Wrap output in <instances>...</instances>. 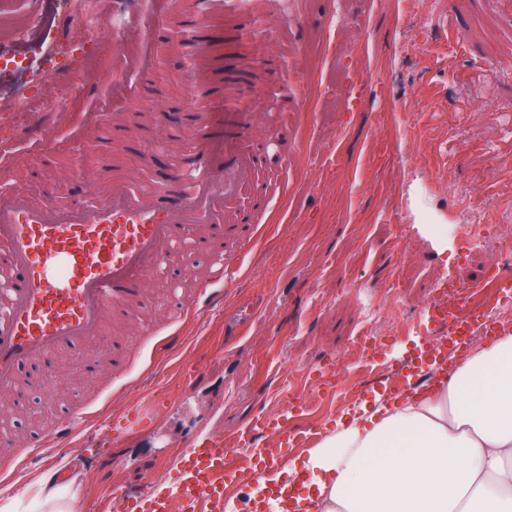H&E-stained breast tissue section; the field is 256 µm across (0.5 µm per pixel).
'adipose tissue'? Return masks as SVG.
Returning <instances> with one entry per match:
<instances>
[{
    "mask_svg": "<svg viewBox=\"0 0 512 512\" xmlns=\"http://www.w3.org/2000/svg\"><path fill=\"white\" fill-rule=\"evenodd\" d=\"M303 512H512V330L472 350L425 392L359 405L312 449ZM26 505L0 512H74L77 479L35 480Z\"/></svg>",
    "mask_w": 512,
    "mask_h": 512,
    "instance_id": "1",
    "label": "adipose tissue"
}]
</instances>
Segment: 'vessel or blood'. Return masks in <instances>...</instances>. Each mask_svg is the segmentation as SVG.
<instances>
[{"mask_svg":"<svg viewBox=\"0 0 512 512\" xmlns=\"http://www.w3.org/2000/svg\"><path fill=\"white\" fill-rule=\"evenodd\" d=\"M200 136L188 162L158 174L141 187L125 176L110 191L85 202L45 193L42 202L25 194L0 198V392L50 389L52 376L24 378L29 364L51 366L57 354L98 337L108 319L131 320L149 276L181 260L178 246L188 228L199 232L197 248L212 259L197 308L224 306V241L253 240L255 211L282 195L290 159L270 163L266 144L256 142L252 117L237 110L194 112ZM302 403L288 401L275 418L256 417L242 434L254 467L270 469L266 449L253 435L272 431L291 447L288 417ZM72 427L14 443L0 430V469L39 458L53 467L60 449L71 447ZM229 451L213 438H190L174 464L170 488L115 491L103 488L111 512H224V486L235 482Z\"/></svg>","mask_w":512,"mask_h":512,"instance_id":"obj_1","label":"vessel or blood"}]
</instances>
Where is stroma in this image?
<instances>
[{
	"mask_svg": "<svg viewBox=\"0 0 512 512\" xmlns=\"http://www.w3.org/2000/svg\"><path fill=\"white\" fill-rule=\"evenodd\" d=\"M149 69L119 73L132 55L117 29L79 26L76 16L30 32L25 42L1 37L22 63L18 80L0 81V99L26 96L23 112H0V153L24 150L22 163L0 169L6 192L52 183L83 201L113 176L141 173L143 151L159 128L157 113L180 103L182 89L200 86L207 102L224 95V59L237 55L247 70L238 96L252 110L256 132L266 113L302 95L304 109L286 114L293 161L288 191L274 199L249 245H225L234 271L220 312L196 311L209 264L176 267L178 295L148 286L136 320L114 322L64 363L98 354L104 342L135 353L131 367L102 369L82 380L61 375L55 394L24 391L0 398L17 439L72 416L80 447L98 454L80 473L88 512H99V487L161 486L173 475L187 435L223 440L241 482L225 495L250 496L260 474L248 465L238 438L257 414L281 410L290 395L312 403L293 418L300 439L289 467H300L314 443L354 400L429 384L432 371L384 379L424 342L425 312L445 278L466 285L512 265V253L482 244L453 263L463 223L496 224L512 240V0H250V13L203 21L221 46L191 58L184 33L199 20L194 0L168 8L141 0ZM62 96L61 112L41 110ZM123 112L138 141L113 129ZM57 139L50 154L38 138ZM98 160L76 177L87 138ZM189 310L179 321L175 309ZM392 336L368 359L363 336ZM333 364V395L312 369ZM203 377L183 383V369Z\"/></svg>",
	"mask_w": 512,
	"mask_h": 512,
	"instance_id": "1",
	"label": "stroma"
}]
</instances>
